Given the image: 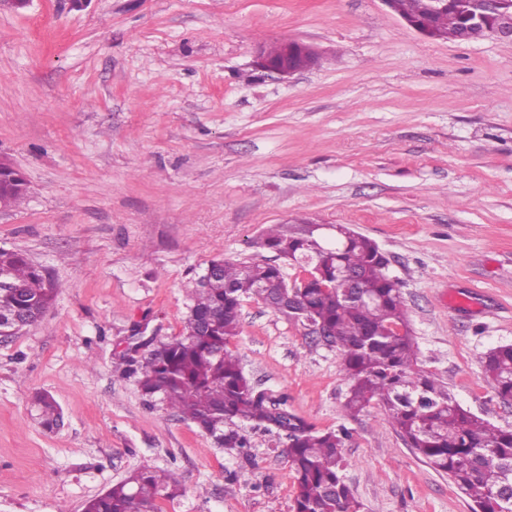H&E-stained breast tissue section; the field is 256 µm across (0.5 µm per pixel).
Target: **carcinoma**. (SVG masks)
<instances>
[{
  "label": "carcinoma",
  "mask_w": 512,
  "mask_h": 512,
  "mask_svg": "<svg viewBox=\"0 0 512 512\" xmlns=\"http://www.w3.org/2000/svg\"><path fill=\"white\" fill-rule=\"evenodd\" d=\"M430 2L395 0V9L428 21L441 40H465L472 0H455L436 13ZM27 192V182L1 165L0 204L18 207ZM338 228L331 247L316 224L271 225L257 241L289 265L311 259L312 279L302 288L285 287L279 264L210 260L217 273L196 278L187 290L182 333L153 339L141 359L123 354L120 363L138 376L145 397H160L222 448L241 453L251 447L243 425L277 438L279 456L294 473L293 512H361L342 474L346 432L318 430L288 409L287 397L257 389L229 349L239 334L243 300L257 298L275 314L326 333L324 343L339 352L350 382V413L378 405L408 447L471 498L473 512H512V430L465 409L447 386L418 368L399 282L373 240L345 224ZM353 277L362 287H349ZM59 288L26 254L0 249V331L17 333L40 322ZM483 370L495 393L512 401V345L491 350ZM33 404L46 428L60 425L51 396L38 394ZM486 450L495 460L482 459ZM181 492L174 472L146 464L89 500L84 512H162L159 501Z\"/></svg>",
  "instance_id": "1"
}]
</instances>
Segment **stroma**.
Listing matches in <instances>:
<instances>
[{
  "mask_svg": "<svg viewBox=\"0 0 512 512\" xmlns=\"http://www.w3.org/2000/svg\"><path fill=\"white\" fill-rule=\"evenodd\" d=\"M292 39L288 78L254 52ZM0 157L25 177L0 248L58 281L42 320L0 338V512H83L142 464L177 471L163 512H292L294 474L249 432L242 458L113 362L179 335L208 261L266 262L272 224H346L387 253L418 365L512 429L482 360L512 344V43L433 40L382 0H30L0 7ZM252 383L346 429L362 512H471L378 406L345 409L335 349L250 298L230 342ZM52 395L63 423L32 407ZM244 469L245 482L230 472ZM297 48L302 49L310 58H315L316 52L310 45L290 40L281 44V59L279 60L272 59L266 49H258L256 53V65L258 68L270 73H275L282 78L291 77L306 68V66L299 65L297 60L292 59V54Z\"/></svg>",
  "mask_w": 512,
  "mask_h": 512,
  "instance_id": "stroma-1",
  "label": "stroma"
}]
</instances>
